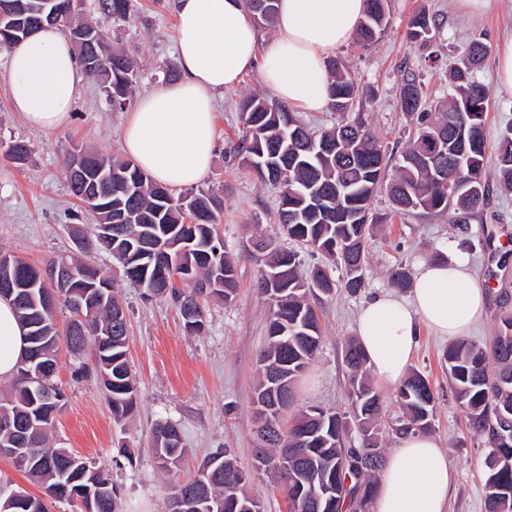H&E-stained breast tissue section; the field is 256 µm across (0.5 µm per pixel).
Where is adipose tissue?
I'll list each match as a JSON object with an SVG mask.
<instances>
[{"mask_svg": "<svg viewBox=\"0 0 512 512\" xmlns=\"http://www.w3.org/2000/svg\"><path fill=\"white\" fill-rule=\"evenodd\" d=\"M273 36H262L242 0H176L178 80L140 97L121 148L153 180L172 188L202 182L216 149V94L260 69L278 100L306 112L329 102L328 55L356 33L365 0H279ZM12 108L35 131L65 126L83 81L69 38L31 34L7 53ZM488 290L456 259L421 264L409 297L374 294L357 317V340L380 384L406 379L420 326L451 339L466 336L485 312ZM25 330L0 300V380L14 376L26 351ZM453 485L446 453L428 434L403 437L387 458L373 512H446Z\"/></svg>", "mask_w": 512, "mask_h": 512, "instance_id": "obj_1", "label": "adipose tissue"}]
</instances>
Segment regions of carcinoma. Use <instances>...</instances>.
I'll return each instance as SVG.
<instances>
[{"label":"carcinoma","mask_w":512,"mask_h":512,"mask_svg":"<svg viewBox=\"0 0 512 512\" xmlns=\"http://www.w3.org/2000/svg\"><path fill=\"white\" fill-rule=\"evenodd\" d=\"M388 0H367L365 19L358 35L364 44L384 31ZM37 0L18 12L13 22L18 44L40 30L42 15ZM130 0H98L106 18H126ZM438 25L426 11L417 13L406 36L427 44ZM95 42L86 57L107 77L106 97L115 109L123 108L133 89L137 63L118 48L108 53L109 42L93 28ZM486 55L481 39L473 40L466 56L451 70L456 96L444 104L427 105L422 86L407 73L400 95L401 110L417 116V124L404 151L395 158L362 124L340 122L312 131L290 111L288 105L263 96L243 97L240 105L243 131L234 157L263 159L272 170H256L259 178L279 189L278 215L282 231L298 244L331 258L345 271L344 288L356 294L365 287L366 239L379 222L371 212V201L381 185L397 214L416 210L441 213L457 211L455 222L467 223L485 206L488 195L486 161V118L489 86L478 72ZM333 80L330 106L339 115L349 112L356 85L336 59L327 60ZM448 170L449 181L435 177L433 161ZM496 178L512 188V126L499 135ZM70 191L93 203L97 225L84 238L81 250L97 247L112 252L126 281L147 296L174 297L196 333L204 327L203 302L213 298L229 303L237 291V265L224 251L218 231L222 200L199 190L188 193L190 202L173 197L168 188L154 182L135 163L91 152L85 180H68ZM112 225L120 237L116 243L99 236V225ZM256 248L268 251L269 259L260 272L261 292L271 291V313L267 346L262 354L263 378L256 394L271 407L269 417L278 432L261 447L266 470L274 473L288 499L290 512H370L376 491V472L383 465V400L367 376V358L360 345L350 340L343 351L348 372L350 417L334 409L308 406L298 411L288 426L283 414L293 400L292 385L314 359L322 342L316 310L308 301L315 290L330 293L334 280L323 268L303 274L293 251H279L260 239ZM83 275L88 287L106 284L107 290L92 305L84 307L86 320L76 330L69 319L65 337H60L56 310L75 315L76 306L67 295H58L46 305L40 268L18 258L15 272L34 284L26 299L9 297L17 318L26 329L28 348L24 359L32 368L57 366L60 345L80 355L93 352L97 376L112 415L123 419L136 407L138 391L127 358V320L120 313L121 299L110 279L95 265L68 258ZM451 388L467 416L469 428L483 440L484 498L486 512H512V303L501 302L499 325L489 343L479 346L467 339L448 345L442 354ZM56 373L43 378L29 376L18 366L8 403L0 404V418L13 420L12 428L0 427V443L21 440V447L35 449L28 459H13L14 465L35 479L45 495L65 499L60 488H80L93 512H116V492L110 475L102 468L65 448L49 446V434L61 409L63 393ZM403 410L392 431L397 436L427 433L433 428L435 395L427 377L412 372L396 390ZM355 426L358 445L342 447L350 426ZM150 448L159 467L172 476L170 496L190 495L202 503L220 502L222 512H240L250 498L245 491L246 475L234 459L217 452L204 459L197 476L182 482L174 469L184 455L179 428L158 423L150 436ZM0 512H46L41 498L22 491L17 500Z\"/></svg>","instance_id":"cac0c4a2"}]
</instances>
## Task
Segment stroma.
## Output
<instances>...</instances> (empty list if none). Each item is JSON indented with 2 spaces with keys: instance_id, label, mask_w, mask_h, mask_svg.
I'll list each match as a JSON object with an SVG mask.
<instances>
[{
  "instance_id": "1",
  "label": "stroma",
  "mask_w": 512,
  "mask_h": 512,
  "mask_svg": "<svg viewBox=\"0 0 512 512\" xmlns=\"http://www.w3.org/2000/svg\"><path fill=\"white\" fill-rule=\"evenodd\" d=\"M432 14L439 31L426 45L411 42L406 31L419 10ZM84 18L100 23L103 33L137 58L140 67L123 109L106 102L102 83L83 80L72 119L52 132L26 126L14 112L8 93L6 54L0 49V145L23 139L31 144L25 164L0 154V250L40 266L60 254H74L73 227L90 232L95 218L68 191L65 162L77 148L121 156L122 128L138 98L164 80L175 63V0H131L128 18L114 22L101 17L97 0H86ZM488 48L480 78L491 84L487 110L486 167L490 173L488 205L468 223L458 224L453 213L415 212L391 215L385 192H378L372 210L390 214L375 228L367 244L366 285L358 294L336 289L317 294L315 307L323 331L316 359L294 386L293 409L308 405L345 413L348 376L343 346L356 334V317L374 292L388 288V273L397 265L417 270L437 255L468 260L488 289L486 315L468 339L488 343L498 325L499 298L512 297V191L494 180L493 161L498 135L512 124V90L494 86L499 45L512 39V0H487L481 13L465 11L460 0H390L387 25L368 47L349 40L334 56L354 77L359 95L347 120L362 122L384 146L400 152L413 126L401 112L399 94L404 72L420 79L429 101L449 99L454 90L448 73L473 38ZM258 71L248 72L238 89L216 99L217 147L210 171L200 188L218 193L223 201L219 230L238 259L239 288L231 303L209 301L203 332L189 333L173 298H144L128 286L118 262L106 250L88 254L89 262L108 272L124 302L129 327L128 358L137 381V406L125 419L115 420L93 368L91 354L58 356L57 382L66 393L50 444L68 449L108 470L119 497V512H168L169 478L158 468L149 439L160 421L177 424L188 450L178 475L193 477L211 453L229 451L238 467L250 474L247 492L258 497L263 512H289L288 501L268 475L256 469V413L254 390L258 364L265 347L270 306L256 282L264 267L262 253L253 251L251 236L260 231L286 250H296L301 270L326 265V258L296 246L277 220V190L262 184L257 174L239 165L233 147L242 129L238 101L246 93H265ZM447 340L421 328L413 368L428 378L436 396L432 434L448 456L455 475L448 512H485L483 459L485 449L469 432L466 416L453 397L441 363ZM85 376L75 377L79 365Z\"/></svg>"
}]
</instances>
